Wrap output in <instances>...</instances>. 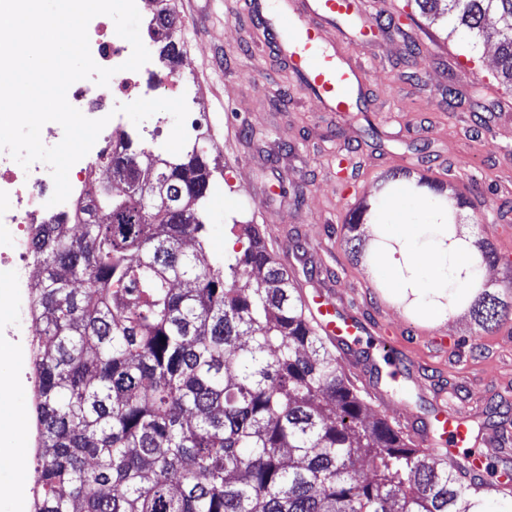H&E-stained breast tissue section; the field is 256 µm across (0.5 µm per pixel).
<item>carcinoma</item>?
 I'll list each match as a JSON object with an SVG mask.
<instances>
[{"mask_svg":"<svg viewBox=\"0 0 512 512\" xmlns=\"http://www.w3.org/2000/svg\"><path fill=\"white\" fill-rule=\"evenodd\" d=\"M156 2L170 70L180 26ZM416 2L475 38L496 18V73L512 86V0ZM96 168L110 177L73 214L80 234L33 235L32 512H488L496 483L372 412L257 225H233L244 251L207 255L202 156L128 141ZM471 312L489 332L512 302L484 290Z\"/></svg>","mask_w":512,"mask_h":512,"instance_id":"obj_1","label":"carcinoma"}]
</instances>
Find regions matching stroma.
<instances>
[{
	"label": "stroma",
	"instance_id": "obj_1",
	"mask_svg": "<svg viewBox=\"0 0 512 512\" xmlns=\"http://www.w3.org/2000/svg\"><path fill=\"white\" fill-rule=\"evenodd\" d=\"M365 16H393L396 27L331 30L330 40L369 74L360 116L339 119L310 99L287 66L261 55L263 40L242 0H214L207 28L191 18L181 29L180 82L166 98L185 96L188 142L212 166L206 206L209 255L230 251L236 224L260 225L269 251L304 295L331 287L351 314L378 332L365 337L344 368L357 387L362 369L382 366L390 340L405 372L386 417L393 425L425 419L438 395L473 418L487 464L512 467V319L483 332L472 317L430 327L403 313L351 253L346 225L358 203L393 171L418 175L421 191L452 189L468 203L457 212L479 244L500 259L485 287L505 296L512 283V90L493 79V43L449 36L444 17L422 13L415 0H363ZM458 98L447 106L445 92ZM30 356L21 337L0 333V448L19 464L0 469V512H28L31 464L16 425L31 417L23 379Z\"/></svg>",
	"mask_w": 512,
	"mask_h": 512
}]
</instances>
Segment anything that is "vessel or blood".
Listing matches in <instances>:
<instances>
[{
	"label": "vessel or blood",
	"mask_w": 512,
	"mask_h": 512,
	"mask_svg": "<svg viewBox=\"0 0 512 512\" xmlns=\"http://www.w3.org/2000/svg\"><path fill=\"white\" fill-rule=\"evenodd\" d=\"M245 4L248 16L265 35L267 48L288 66L298 84L324 103L327 111L349 117L355 92L367 71L337 60L325 28L361 17L360 0H245ZM305 305L326 340L345 355L358 352L369 333L364 322L321 290L307 298ZM407 429L426 443L441 441L449 458L461 459L470 473L482 474L485 459L473 451V437L450 404L439 403L433 419L408 422Z\"/></svg>",
	"instance_id": "b4317fda"
}]
</instances>
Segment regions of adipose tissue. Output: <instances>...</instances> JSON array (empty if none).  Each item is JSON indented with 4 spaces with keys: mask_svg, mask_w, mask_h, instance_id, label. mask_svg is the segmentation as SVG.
<instances>
[{
    "mask_svg": "<svg viewBox=\"0 0 512 512\" xmlns=\"http://www.w3.org/2000/svg\"><path fill=\"white\" fill-rule=\"evenodd\" d=\"M449 193L413 198L419 221L408 220L403 200L376 201L366 227L367 264L373 278L432 327L462 317L461 296H471L486 274L475 262L469 225L447 230Z\"/></svg>",
    "mask_w": 512,
    "mask_h": 512,
    "instance_id": "obj_1",
    "label": "adipose tissue"
}]
</instances>
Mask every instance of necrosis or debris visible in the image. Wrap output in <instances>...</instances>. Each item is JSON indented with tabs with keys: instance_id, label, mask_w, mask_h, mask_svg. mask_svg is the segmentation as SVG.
Here are the masks:
<instances>
[{
	"instance_id": "obj_1",
	"label": "necrosis or debris",
	"mask_w": 512,
	"mask_h": 512,
	"mask_svg": "<svg viewBox=\"0 0 512 512\" xmlns=\"http://www.w3.org/2000/svg\"><path fill=\"white\" fill-rule=\"evenodd\" d=\"M87 32L94 61L99 66L113 69L114 74L105 87L99 86L92 78L74 82L69 88V103L86 117L97 119L103 106L116 107L150 97L152 89L142 82L140 72L122 68L132 53L131 46L116 32L98 24L88 27ZM122 140L119 122L109 121L100 132L95 149L74 167V184L82 190H89L99 153L112 150ZM53 191L54 183L47 165L36 162L25 168L7 152L0 151V195L8 198L7 206H0V237L10 238L14 244L12 253L0 255V267L8 270L12 289L10 295L0 297V310H8L10 330L23 336L33 332L29 320L30 304L35 295L32 281L35 262L29 244L31 227L49 220L57 224L67 223L73 206L69 200L50 205Z\"/></svg>"
}]
</instances>
